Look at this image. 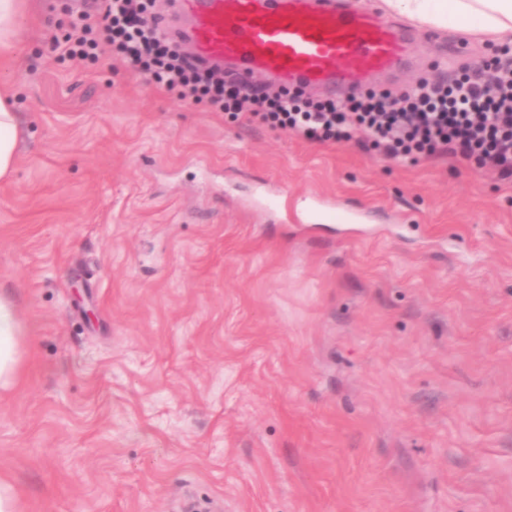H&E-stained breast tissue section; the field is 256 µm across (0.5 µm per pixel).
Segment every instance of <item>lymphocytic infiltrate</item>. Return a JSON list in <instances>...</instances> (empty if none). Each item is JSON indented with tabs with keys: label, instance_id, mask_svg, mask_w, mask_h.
Wrapping results in <instances>:
<instances>
[{
	"label": "lymphocytic infiltrate",
	"instance_id": "1",
	"mask_svg": "<svg viewBox=\"0 0 512 512\" xmlns=\"http://www.w3.org/2000/svg\"><path fill=\"white\" fill-rule=\"evenodd\" d=\"M149 0H109L99 14L80 12L70 32L53 39L59 57L129 65L186 102L257 122L309 142L355 143L393 163L438 152L512 177V53L462 69L453 83L420 80L393 97L369 92L343 101H312L282 90L269 95L237 78H214L199 61L178 56L148 21Z\"/></svg>",
	"mask_w": 512,
	"mask_h": 512
}]
</instances>
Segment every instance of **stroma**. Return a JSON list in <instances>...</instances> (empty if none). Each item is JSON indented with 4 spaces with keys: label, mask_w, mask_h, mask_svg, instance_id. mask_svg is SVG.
I'll list each match as a JSON object with an SVG mask.
<instances>
[{
    "label": "stroma",
    "mask_w": 512,
    "mask_h": 512,
    "mask_svg": "<svg viewBox=\"0 0 512 512\" xmlns=\"http://www.w3.org/2000/svg\"><path fill=\"white\" fill-rule=\"evenodd\" d=\"M410 31L420 78L501 52ZM93 0H27L0 85V390L20 512H512V181L228 119L108 59L60 62ZM333 216H299L311 199ZM21 133L16 94L0 86V180L8 179L15 169ZM23 326L14 300L0 294V387L10 386L20 373V336Z\"/></svg>",
    "instance_id": "35a3bbf8"
}]
</instances>
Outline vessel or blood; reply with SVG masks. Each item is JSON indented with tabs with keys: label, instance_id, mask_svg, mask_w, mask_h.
Instances as JSON below:
<instances>
[{
	"label": "vessel or blood",
	"instance_id": "obj_1",
	"mask_svg": "<svg viewBox=\"0 0 512 512\" xmlns=\"http://www.w3.org/2000/svg\"><path fill=\"white\" fill-rule=\"evenodd\" d=\"M184 38L204 63H228L248 79L286 86L358 90L397 67L409 50L404 28L349 0H180Z\"/></svg>",
	"mask_w": 512,
	"mask_h": 512
}]
</instances>
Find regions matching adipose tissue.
Masks as SVG:
<instances>
[{
    "label": "adipose tissue",
    "instance_id": "ef3b65f1",
    "mask_svg": "<svg viewBox=\"0 0 512 512\" xmlns=\"http://www.w3.org/2000/svg\"><path fill=\"white\" fill-rule=\"evenodd\" d=\"M391 11L420 23L443 26L448 20L462 23L466 33L481 41L512 38V0H384ZM21 126L16 94L0 86V180L16 166ZM23 327L14 300L0 294V387L10 386L20 373L19 344Z\"/></svg>",
    "mask_w": 512,
    "mask_h": 512
}]
</instances>
